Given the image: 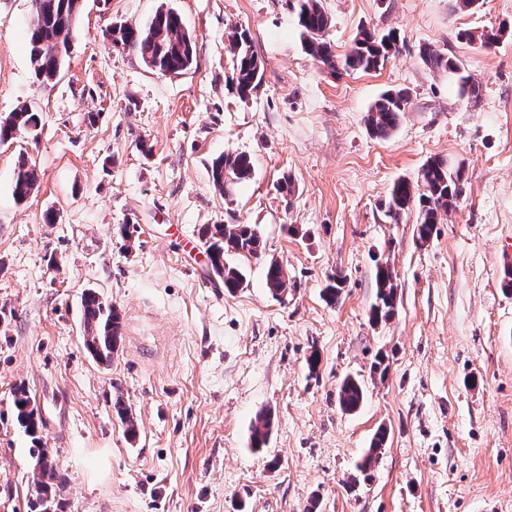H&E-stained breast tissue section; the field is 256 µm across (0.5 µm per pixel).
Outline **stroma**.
I'll list each match as a JSON object with an SVG mask.
<instances>
[{
    "instance_id": "1",
    "label": "stroma",
    "mask_w": 512,
    "mask_h": 512,
    "mask_svg": "<svg viewBox=\"0 0 512 512\" xmlns=\"http://www.w3.org/2000/svg\"><path fill=\"white\" fill-rule=\"evenodd\" d=\"M164 1L196 37L198 66L179 77L105 37L119 20L146 25ZM322 2L336 55L361 27L396 32L382 68L331 74L303 50L288 0H85L59 81L40 85L30 0H0V117L26 104L43 113L38 136L0 143V512H30L19 385L65 479L57 512H309L315 499L319 512H512V292L500 284L512 263V0L475 11L458 0ZM503 23L510 31L489 48L460 37ZM239 28L264 66L245 102L224 84ZM426 45L457 57L481 97L429 72ZM390 89L409 92V109L377 139L366 116ZM226 153L253 164L227 198L208 175ZM434 156L463 166L462 193L421 246L416 210L393 219L384 205ZM22 158L39 190L19 203ZM238 223L256 225L266 252L236 257L246 283L230 293L184 243L202 225ZM271 257L288 274L281 295L266 286ZM380 264L394 269L398 297L376 324ZM335 275L343 290L330 304ZM89 289L121 316L105 365L83 344ZM348 375L367 390L353 413L337 396ZM118 395L136 437L112 410ZM261 412L274 427L255 451ZM381 427L385 450L358 476Z\"/></svg>"
}]
</instances>
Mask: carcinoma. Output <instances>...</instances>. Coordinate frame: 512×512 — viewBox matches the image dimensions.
I'll use <instances>...</instances> for the list:
<instances>
[{
  "instance_id": "carcinoma-1",
  "label": "carcinoma",
  "mask_w": 512,
  "mask_h": 512,
  "mask_svg": "<svg viewBox=\"0 0 512 512\" xmlns=\"http://www.w3.org/2000/svg\"><path fill=\"white\" fill-rule=\"evenodd\" d=\"M32 8L29 29L28 52L33 76L41 85L50 84L61 75L71 41L75 37L77 17L72 15L73 0H30ZM300 31L305 52L315 61L333 73L341 71L370 72L382 67L395 47L394 33H378L376 30L362 28L354 39L350 51L342 56L332 51L331 44L325 40L330 26L322 0H289ZM507 27L494 31H470L461 33L468 42H479L485 47L492 46ZM112 46L128 50L156 74L162 76L183 75L198 66L195 37L187 28L181 14L172 8H159L151 21L144 27L119 23L105 33ZM230 52L233 55L232 69L226 76V83L235 90L238 97L247 100L257 94L263 81L264 67L254 50L253 39L248 30L234 33ZM421 60L432 72H446L456 77L462 92L476 98L480 94V85L465 74L459 60L445 52L426 47L421 52ZM408 98L401 92H384L370 107L366 124L370 134L378 139L389 137L398 127L403 112L406 111ZM42 126V113L23 106L0 120V142H9L21 134L37 135ZM229 173L234 186L250 179L252 174L251 158L243 153L226 154L216 158L211 165L210 176L214 188L222 195L224 173ZM418 177L424 182V191L418 192V186L410 185L400 179L393 184L390 196L385 203L392 218L416 206L418 217L416 224L417 242L426 244L436 225L442 223L456 207L462 182L461 167H451L448 161L435 156L426 160L419 170ZM38 191V175L34 166L24 159L20 160L15 171L12 195L16 202H24ZM205 250L208 251L211 266L215 274L224 278V288L234 292L246 281L243 269L229 261L233 255L261 257L265 254V244L261 233L252 224H206L199 232ZM376 303L371 308L373 323L389 321L393 315L397 300L396 274L390 266L376 267ZM266 286L275 295L288 288V274L274 258L265 263ZM82 319L87 336L84 345L91 356L102 363L112 359V353L118 344L120 315L116 309L103 301L93 290L82 298ZM366 400V387L355 377H345L338 389V402L342 410L352 413L361 408ZM112 409L126 425V433L133 438L137 434L132 413L122 398L118 397ZM13 417L17 425L31 438L29 449L33 460L32 481L30 485V506L32 512H43L42 499L49 495L52 500L61 496L65 483L57 469L38 467L43 453L39 431L43 420L36 414V404L28 390L20 385L13 395ZM273 427V419L268 413H260L251 425V443L255 449L266 446ZM388 439V432L380 428L372 437L362 460L356 469L361 474L370 471L379 459Z\"/></svg>"
}]
</instances>
